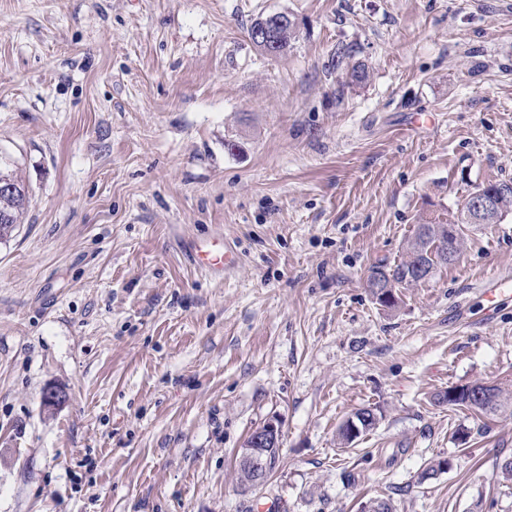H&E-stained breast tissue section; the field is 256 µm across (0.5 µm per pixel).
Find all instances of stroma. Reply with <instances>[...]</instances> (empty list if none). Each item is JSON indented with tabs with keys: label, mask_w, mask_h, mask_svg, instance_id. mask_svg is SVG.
I'll use <instances>...</instances> for the list:
<instances>
[{
	"label": "stroma",
	"mask_w": 512,
	"mask_h": 512,
	"mask_svg": "<svg viewBox=\"0 0 512 512\" xmlns=\"http://www.w3.org/2000/svg\"><path fill=\"white\" fill-rule=\"evenodd\" d=\"M275 12L271 58L247 29ZM0 154L30 194L0 243V512H512V413L436 399L512 381V296H482L512 214L459 221L512 180V0H0ZM421 224L461 252L383 307L369 271ZM218 235L221 275L191 262ZM487 185L474 192L461 212V219L473 224H480V217L486 211L498 207V197L494 191L485 192ZM281 427L277 420L270 419L257 428L248 438L246 443L238 450L239 478L242 484L261 480L269 466V450L280 448ZM276 455H273V462L270 472L273 470ZM270 472L268 474H270ZM243 475H250V481L244 483ZM252 479V480H251Z\"/></svg>",
	"instance_id": "35a3bbf8"
}]
</instances>
